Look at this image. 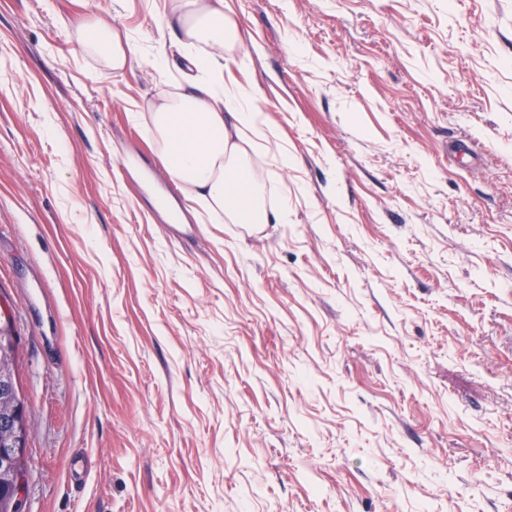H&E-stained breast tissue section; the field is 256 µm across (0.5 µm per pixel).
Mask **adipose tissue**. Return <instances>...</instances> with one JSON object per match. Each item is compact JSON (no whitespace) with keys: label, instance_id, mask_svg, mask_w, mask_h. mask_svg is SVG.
Wrapping results in <instances>:
<instances>
[{"label":"adipose tissue","instance_id":"1","mask_svg":"<svg viewBox=\"0 0 512 512\" xmlns=\"http://www.w3.org/2000/svg\"><path fill=\"white\" fill-rule=\"evenodd\" d=\"M188 63L184 89L158 94L148 131L171 177L211 215L237 224H278L286 205H267L261 175L249 156L268 132L251 88L232 69L251 65L249 54L233 64L224 55L241 42L225 0H170Z\"/></svg>","mask_w":512,"mask_h":512}]
</instances>
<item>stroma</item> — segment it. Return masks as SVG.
Returning <instances> with one entry per match:
<instances>
[{
    "label": "stroma",
    "mask_w": 512,
    "mask_h": 512,
    "mask_svg": "<svg viewBox=\"0 0 512 512\" xmlns=\"http://www.w3.org/2000/svg\"><path fill=\"white\" fill-rule=\"evenodd\" d=\"M228 3L280 224L134 119L187 66L166 0H0L23 512H512V0Z\"/></svg>",
    "instance_id": "obj_1"
}]
</instances>
